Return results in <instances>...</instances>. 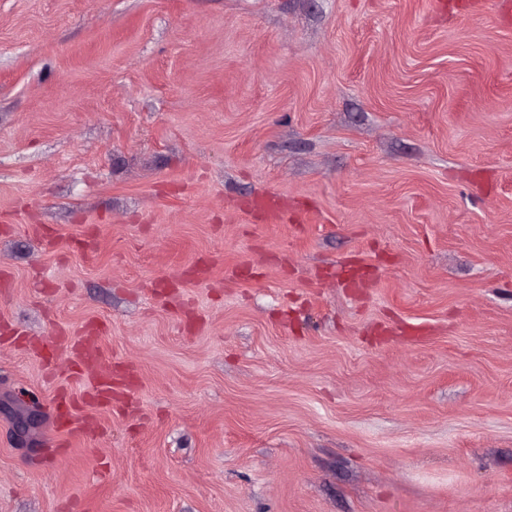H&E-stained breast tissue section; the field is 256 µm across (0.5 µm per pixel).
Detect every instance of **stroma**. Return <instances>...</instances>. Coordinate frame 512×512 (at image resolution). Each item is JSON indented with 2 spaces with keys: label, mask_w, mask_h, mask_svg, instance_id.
<instances>
[{
  "label": "stroma",
  "mask_w": 512,
  "mask_h": 512,
  "mask_svg": "<svg viewBox=\"0 0 512 512\" xmlns=\"http://www.w3.org/2000/svg\"><path fill=\"white\" fill-rule=\"evenodd\" d=\"M0 0V512H512V20ZM277 193L284 221L246 207ZM99 327L130 395L81 391ZM56 336V343L64 345L76 357L78 374L83 376L96 373L98 369L97 331L88 324L81 336ZM114 390L112 371L99 375L96 383L79 395H74L67 390H60L57 393L60 403L72 411L67 422L68 426L84 434L93 433L97 426V420L90 416L81 415L77 411L85 406L111 410ZM0 410L11 417L16 439L23 443H29L33 431L38 427L39 416L24 408L14 407L7 400L0 402Z\"/></svg>",
  "instance_id": "stroma-1"
}]
</instances>
